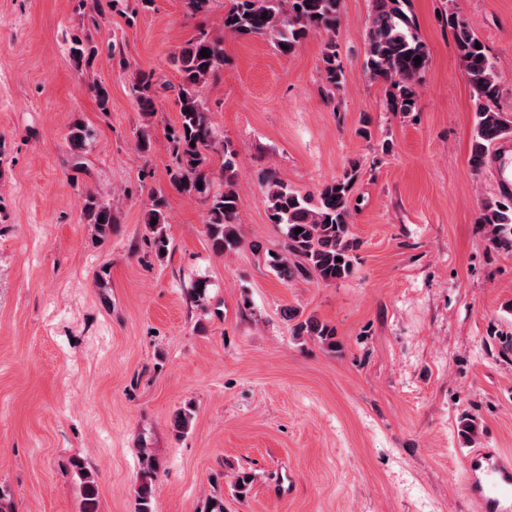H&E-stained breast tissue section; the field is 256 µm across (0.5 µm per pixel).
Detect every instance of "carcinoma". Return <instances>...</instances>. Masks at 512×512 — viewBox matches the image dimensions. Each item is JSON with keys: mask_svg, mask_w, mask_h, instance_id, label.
I'll use <instances>...</instances> for the list:
<instances>
[{"mask_svg": "<svg viewBox=\"0 0 512 512\" xmlns=\"http://www.w3.org/2000/svg\"><path fill=\"white\" fill-rule=\"evenodd\" d=\"M409 0H373V12L366 32V70L370 78L384 83L387 104L393 112L409 113L416 109L417 86L427 70L429 56L426 45L415 32L414 17L407 13ZM455 32L456 45L475 101L474 140L470 163L480 171L486 165L490 150L512 137V120L493 108L500 92L496 63L485 48H476L479 38L468 19L457 13L448 16ZM339 26V0H236L224 16V29L240 36L268 39L282 54L295 50L310 35L330 37L323 54L321 77L325 92H335L345 85L344 69L335 49ZM210 56L202 57V49ZM98 47L87 38L72 40L70 57L81 74L89 72ZM421 57V63L414 59ZM182 82L177 93L179 126L171 134L173 166L169 181L177 190L197 195L207 207L206 231L214 251L224 253L239 243V196L235 189L236 152L219 137L210 110L201 97L200 88L215 79L224 69V39L207 31H199L177 57ZM140 112H155L156 80L154 74L142 72L132 86ZM69 147L82 152L90 146V134L76 122L68 135ZM224 155L220 171L212 168V155ZM355 173L346 172L315 192H301L271 173L265 182L269 218L285 226V251L289 257L276 261L275 269L284 282L315 277L325 283L348 278L353 272L355 244L350 234L349 198ZM224 181V189H214L216 180ZM202 187H197V183ZM166 200L153 197L144 214V223L153 234L157 250L167 249L165 224L168 223ZM86 223L104 233L117 223L112 203L89 194L83 204ZM157 223H152V220ZM479 222L488 226L491 243L512 251V194L484 204ZM302 232L297 234L295 229ZM288 320L294 322L292 334L320 339L336 349L335 330L315 318H300L290 309ZM80 479V512H99L98 484L84 463L71 460ZM153 470L147 469L138 486V512H153Z\"/></svg>", "mask_w": 512, "mask_h": 512, "instance_id": "1", "label": "carcinoma"}]
</instances>
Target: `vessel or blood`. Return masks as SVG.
<instances>
[{"mask_svg":"<svg viewBox=\"0 0 512 512\" xmlns=\"http://www.w3.org/2000/svg\"><path fill=\"white\" fill-rule=\"evenodd\" d=\"M469 468L484 512H512V462L489 453L472 459Z\"/></svg>","mask_w":512,"mask_h":512,"instance_id":"1","label":"vessel or blood"}]
</instances>
